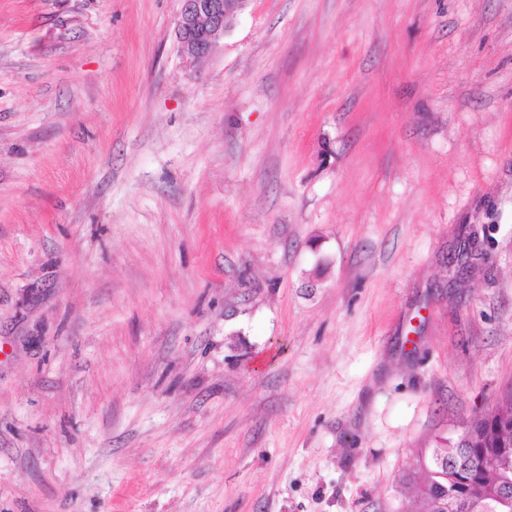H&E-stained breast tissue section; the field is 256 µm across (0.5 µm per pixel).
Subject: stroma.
Returning <instances> with one entry per match:
<instances>
[{
    "label": "stroma",
    "mask_w": 512,
    "mask_h": 512,
    "mask_svg": "<svg viewBox=\"0 0 512 512\" xmlns=\"http://www.w3.org/2000/svg\"><path fill=\"white\" fill-rule=\"evenodd\" d=\"M180 8L0 0V512H420L512 391V0ZM177 39L186 63L204 66L248 0H180ZM475 441L476 435L463 431L455 445V448H459V450L450 456H448L447 446L446 448H425L422 467L420 466L419 469L420 476L408 484L425 503L426 512H446V508L441 504L448 502V470L463 472L467 469L470 460L466 456L464 448H468ZM439 455L444 456L443 460L448 459V467L439 463L436 458Z\"/></svg>",
    "instance_id": "1"
}]
</instances>
